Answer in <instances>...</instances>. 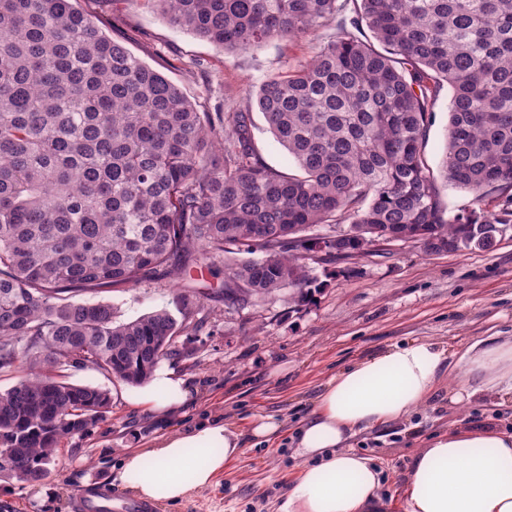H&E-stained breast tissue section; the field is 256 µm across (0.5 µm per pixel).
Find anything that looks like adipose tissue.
<instances>
[{
	"label": "adipose tissue",
	"instance_id": "ef3b65f1",
	"mask_svg": "<svg viewBox=\"0 0 512 512\" xmlns=\"http://www.w3.org/2000/svg\"><path fill=\"white\" fill-rule=\"evenodd\" d=\"M446 348L412 340L382 350L332 377L301 428L297 448L310 458L276 512H382L380 470L348 449L357 432L407 419L437 388ZM456 375L455 401L476 392L512 396V343L470 347ZM241 435L222 420L161 437L122 460L117 480L137 497L175 504L210 487L241 452ZM405 512H512V433L434 437L414 458Z\"/></svg>",
	"mask_w": 512,
	"mask_h": 512
}]
</instances>
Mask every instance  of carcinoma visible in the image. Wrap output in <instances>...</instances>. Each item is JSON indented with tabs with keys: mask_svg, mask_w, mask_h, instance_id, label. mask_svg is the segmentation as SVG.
Instances as JSON below:
<instances>
[{
	"mask_svg": "<svg viewBox=\"0 0 512 512\" xmlns=\"http://www.w3.org/2000/svg\"><path fill=\"white\" fill-rule=\"evenodd\" d=\"M154 2L226 50L342 11L338 0ZM354 2L335 40L248 92L301 171L290 175L263 161L252 112L198 111L77 0H0V376L17 378L0 393V479H49L60 443L109 413L108 393L66 381L67 367L140 385L181 356L175 338L203 327L198 271L231 273L227 304L285 288L302 303L322 287L309 262L379 239L493 249L507 220L489 208L446 216L424 148L446 85L440 177L481 202L512 189V0ZM365 27L371 42L352 33ZM160 270L179 285L175 314L119 321L109 301L74 300Z\"/></svg>",
	"mask_w": 512,
	"mask_h": 512,
	"instance_id": "obj_1",
	"label": "carcinoma"
}]
</instances>
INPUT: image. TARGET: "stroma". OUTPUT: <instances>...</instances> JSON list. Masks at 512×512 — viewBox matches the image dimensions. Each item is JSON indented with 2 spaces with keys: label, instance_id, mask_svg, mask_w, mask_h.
I'll use <instances>...</instances> for the list:
<instances>
[{
  "label": "stroma",
  "instance_id": "1",
  "mask_svg": "<svg viewBox=\"0 0 512 512\" xmlns=\"http://www.w3.org/2000/svg\"><path fill=\"white\" fill-rule=\"evenodd\" d=\"M110 38L166 75L202 112L247 107L246 92L269 77L307 61L339 33L327 21L295 39H273L227 51L169 22L145 0H77ZM448 90H441L425 147L432 170L446 148ZM322 283L301 304L279 291L265 299L228 306L218 296L222 281L205 277L201 288L203 330L179 335L181 357L163 360L159 373L182 379L187 399L165 413L140 401L139 387L77 366L69 382L107 390V417L82 436L64 440L50 479L39 485L0 480V512H74L78 493L102 483L114 505L132 501L116 472L130 451L156 438L224 416L245 433L243 453L212 486L153 512H275L305 458L293 435L314 408L322 384L358 360L409 340H434L456 355L488 337L512 340V236L488 251L428 254L412 242H392L376 252L317 266ZM172 279L149 280L85 298L110 301L122 321L174 309ZM445 381L408 419L359 433L350 445L380 469V494L388 512H404V484L415 455L435 436L512 429V403L492 395L452 402ZM279 420L281 431L264 443L249 435L256 417Z\"/></svg>",
  "mask_w": 512,
  "mask_h": 512
}]
</instances>
